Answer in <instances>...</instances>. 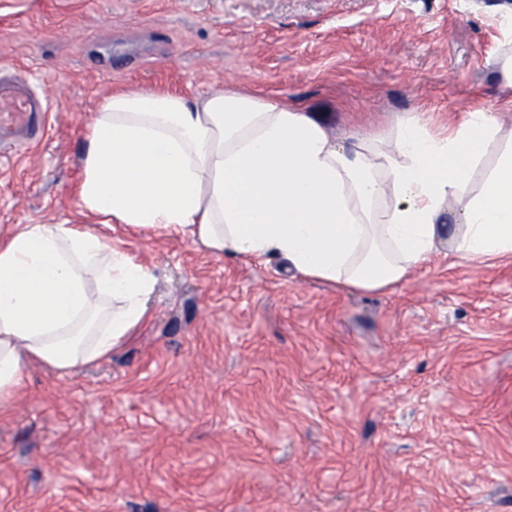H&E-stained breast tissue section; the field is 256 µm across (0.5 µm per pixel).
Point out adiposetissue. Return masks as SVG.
<instances>
[{"label": "adipose tissue", "instance_id": "adipose-tissue-1", "mask_svg": "<svg viewBox=\"0 0 512 512\" xmlns=\"http://www.w3.org/2000/svg\"><path fill=\"white\" fill-rule=\"evenodd\" d=\"M81 169L78 206L101 223L276 257L358 292L400 286L443 246L467 262L512 257V132L482 108L444 132L407 112L339 139L305 105L239 86L197 99L119 91L93 116ZM154 290L146 266L82 225L0 235V404L28 365L110 359Z\"/></svg>", "mask_w": 512, "mask_h": 512}]
</instances>
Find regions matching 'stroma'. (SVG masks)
I'll return each mask as SVG.
<instances>
[{"label": "stroma", "mask_w": 512, "mask_h": 512, "mask_svg": "<svg viewBox=\"0 0 512 512\" xmlns=\"http://www.w3.org/2000/svg\"><path fill=\"white\" fill-rule=\"evenodd\" d=\"M512 0H0V63L50 96L0 114V232L86 224L156 277L109 360L29 367L0 408V512H512V260L447 255L356 293L284 262L80 215L99 103L226 85L336 137L402 113L504 128Z\"/></svg>", "instance_id": "stroma-1"}]
</instances>
